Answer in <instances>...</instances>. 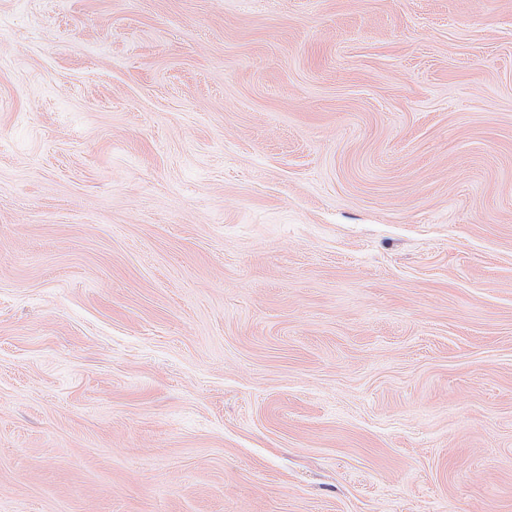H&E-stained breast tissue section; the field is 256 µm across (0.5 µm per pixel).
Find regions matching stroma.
Returning a JSON list of instances; mask_svg holds the SVG:
<instances>
[{"label":"stroma","instance_id":"obj_1","mask_svg":"<svg viewBox=\"0 0 512 512\" xmlns=\"http://www.w3.org/2000/svg\"><path fill=\"white\" fill-rule=\"evenodd\" d=\"M0 512H512V0H0Z\"/></svg>","mask_w":512,"mask_h":512}]
</instances>
